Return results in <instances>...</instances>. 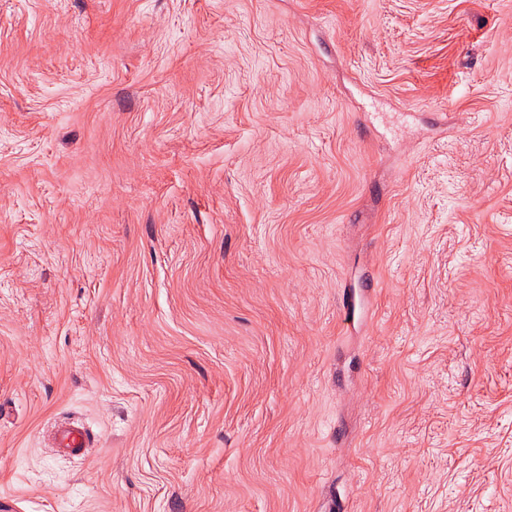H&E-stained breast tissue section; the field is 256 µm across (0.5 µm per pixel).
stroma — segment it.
Returning <instances> with one entry per match:
<instances>
[{
  "mask_svg": "<svg viewBox=\"0 0 512 512\" xmlns=\"http://www.w3.org/2000/svg\"><path fill=\"white\" fill-rule=\"evenodd\" d=\"M0 512H512V0H0ZM55 445L67 454L80 456L88 448L89 437L86 430L72 422L63 421L55 426Z\"/></svg>",
  "mask_w": 512,
  "mask_h": 512,
  "instance_id": "obj_1",
  "label": "stroma"
}]
</instances>
